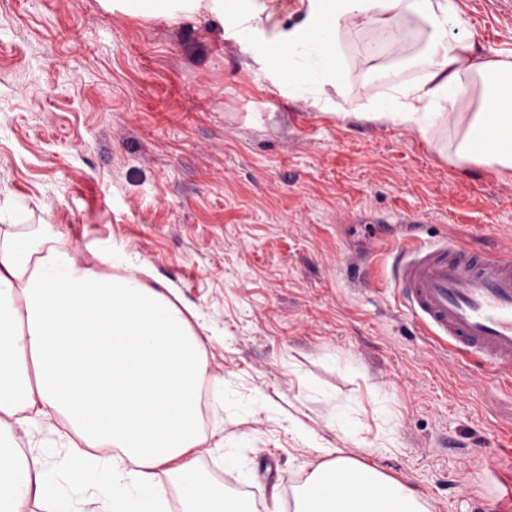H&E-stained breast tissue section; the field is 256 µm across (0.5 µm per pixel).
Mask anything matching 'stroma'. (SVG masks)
Listing matches in <instances>:
<instances>
[{
    "label": "stroma",
    "instance_id": "1",
    "mask_svg": "<svg viewBox=\"0 0 512 512\" xmlns=\"http://www.w3.org/2000/svg\"><path fill=\"white\" fill-rule=\"evenodd\" d=\"M257 28L229 34L150 0H0V226L98 267L121 242L218 336L208 373L280 410L206 408L240 467L201 454L227 495L293 512L314 449L286 417L304 384L346 402L344 441L315 400L325 442L410 486L430 512H500L512 492V390L418 329L390 281L405 216L432 244L512 248V171L458 167L412 130L336 116L288 95L260 51L298 20L263 0ZM474 41L512 52L506 0H458ZM384 397L386 430L372 400Z\"/></svg>",
    "mask_w": 512,
    "mask_h": 512
}]
</instances>
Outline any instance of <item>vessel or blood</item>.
I'll return each mask as SVG.
<instances>
[{
  "instance_id": "obj_1",
  "label": "vessel or blood",
  "mask_w": 512,
  "mask_h": 512,
  "mask_svg": "<svg viewBox=\"0 0 512 512\" xmlns=\"http://www.w3.org/2000/svg\"><path fill=\"white\" fill-rule=\"evenodd\" d=\"M392 284L420 329L512 383V256L410 236L392 264Z\"/></svg>"
}]
</instances>
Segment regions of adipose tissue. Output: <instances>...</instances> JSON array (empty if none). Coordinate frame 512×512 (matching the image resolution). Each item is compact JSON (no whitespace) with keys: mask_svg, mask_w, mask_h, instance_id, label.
Returning <instances> with one entry per match:
<instances>
[{"mask_svg":"<svg viewBox=\"0 0 512 512\" xmlns=\"http://www.w3.org/2000/svg\"><path fill=\"white\" fill-rule=\"evenodd\" d=\"M300 19L264 46L287 66L294 100L319 103L328 83L352 78L347 33L371 34L389 54L414 57L363 81V99L339 118L448 136L458 165L512 171V54L480 53L457 0H300ZM107 272L61 247L0 235V512H243L197 465L208 449L221 465L235 448L201 414L200 399L246 415L256 394L207 375V321L191 326L173 284L147 283L150 269L122 246L103 248ZM37 431L34 460L13 447L16 429ZM288 430L321 459L295 512H428L408 486L327 446L300 418ZM179 492L177 508L162 477Z\"/></svg>","mask_w":512,"mask_h":512,"instance_id":"ef3b65f1","label":"adipose tissue"}]
</instances>
